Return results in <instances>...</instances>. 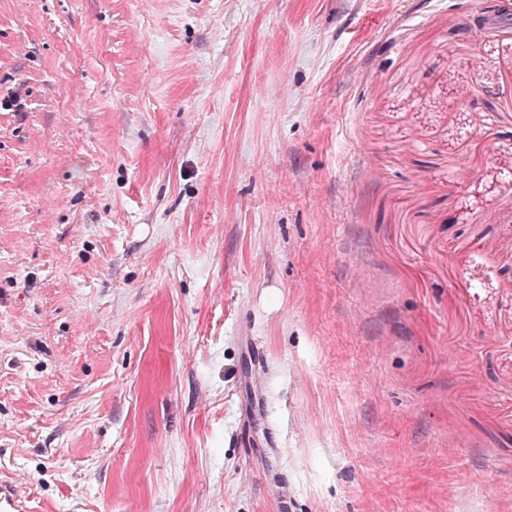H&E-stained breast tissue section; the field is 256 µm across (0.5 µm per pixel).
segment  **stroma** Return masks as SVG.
<instances>
[{
	"mask_svg": "<svg viewBox=\"0 0 512 512\" xmlns=\"http://www.w3.org/2000/svg\"><path fill=\"white\" fill-rule=\"evenodd\" d=\"M498 8L0 0V473L36 512H512Z\"/></svg>",
	"mask_w": 512,
	"mask_h": 512,
	"instance_id": "35a3bbf8",
	"label": "stroma"
}]
</instances>
